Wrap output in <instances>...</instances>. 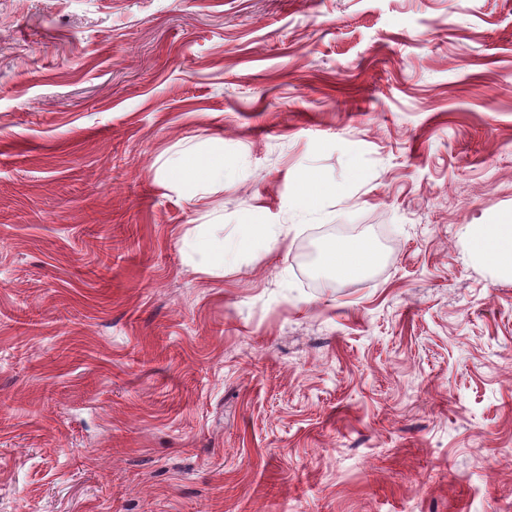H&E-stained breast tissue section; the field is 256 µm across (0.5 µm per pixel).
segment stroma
Returning a JSON list of instances; mask_svg holds the SVG:
<instances>
[{"instance_id": "stroma-1", "label": "stroma", "mask_w": 512, "mask_h": 512, "mask_svg": "<svg viewBox=\"0 0 512 512\" xmlns=\"http://www.w3.org/2000/svg\"><path fill=\"white\" fill-rule=\"evenodd\" d=\"M510 214L512 0H0V512H512ZM172 172L182 179H223L224 158L220 155H184L176 160ZM465 235L472 241L476 257L512 272V215L496 224H469ZM375 259L367 244L359 241L342 242L331 245L323 255V266L326 271L340 276L359 274L371 265Z\"/></svg>"}]
</instances>
